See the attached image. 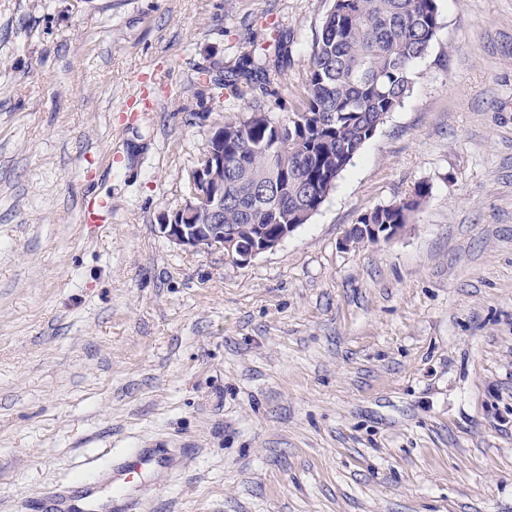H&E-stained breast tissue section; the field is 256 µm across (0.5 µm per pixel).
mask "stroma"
Returning a JSON list of instances; mask_svg holds the SVG:
<instances>
[{"mask_svg": "<svg viewBox=\"0 0 512 512\" xmlns=\"http://www.w3.org/2000/svg\"><path fill=\"white\" fill-rule=\"evenodd\" d=\"M438 5L403 106L242 264L158 217L216 124L297 110L331 0H0V512L133 448L170 456L137 512H512V0ZM281 30L282 78L199 93ZM430 193V185L426 182H419L414 186L413 190L407 197L387 206L376 207L362 214L356 224H362L363 227L368 224L367 228L373 235L379 238V229L384 230L385 228H388V224H408L412 215L420 209L427 197H429ZM412 211H414V213L409 215L408 212ZM378 224L383 225L381 226ZM363 227L361 229L354 225V227L349 231V233L354 236L352 237V242L351 240H347V242L361 243L368 241L370 243H375L378 241L371 238L369 235L365 236L363 231L365 228Z\"/></svg>", "mask_w": 512, "mask_h": 512, "instance_id": "35a3bbf8", "label": "stroma"}]
</instances>
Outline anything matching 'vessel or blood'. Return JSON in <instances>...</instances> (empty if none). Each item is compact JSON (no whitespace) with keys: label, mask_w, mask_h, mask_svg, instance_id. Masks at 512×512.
I'll use <instances>...</instances> for the list:
<instances>
[{"label":"vessel or blood","mask_w":512,"mask_h":512,"mask_svg":"<svg viewBox=\"0 0 512 512\" xmlns=\"http://www.w3.org/2000/svg\"><path fill=\"white\" fill-rule=\"evenodd\" d=\"M166 454L141 448L127 454L114 469L91 473L85 480L46 489L37 497L25 500L26 512H112L120 503L126 512H136L138 502L130 489L167 469Z\"/></svg>","instance_id":"b4317fda"}]
</instances>
